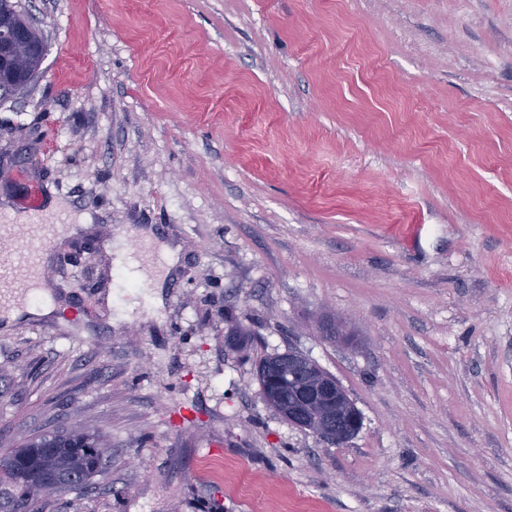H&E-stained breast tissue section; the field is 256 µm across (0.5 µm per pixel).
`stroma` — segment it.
Wrapping results in <instances>:
<instances>
[{"label": "stroma", "mask_w": 512, "mask_h": 512, "mask_svg": "<svg viewBox=\"0 0 512 512\" xmlns=\"http://www.w3.org/2000/svg\"><path fill=\"white\" fill-rule=\"evenodd\" d=\"M19 3L48 51L0 100V224L74 232L0 329V454L112 446L44 512H512V0ZM147 230L161 287L108 249ZM291 349L347 443L266 405ZM289 365L297 383L294 397L288 405L280 403L276 395H266L265 399L279 406L289 423L330 444H343L353 438L361 428L360 413L336 378L307 357L288 350V365L275 363L273 356L263 358L258 367L261 386L266 373L276 394L287 395Z\"/></svg>", "instance_id": "stroma-1"}]
</instances>
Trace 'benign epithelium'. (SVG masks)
Listing matches in <instances>:
<instances>
[{"mask_svg": "<svg viewBox=\"0 0 512 512\" xmlns=\"http://www.w3.org/2000/svg\"><path fill=\"white\" fill-rule=\"evenodd\" d=\"M288 365L295 371L294 397L286 404L274 395L265 399L279 406L288 415L289 423L315 433L330 444H343L353 438L361 428L362 419L336 378L291 350Z\"/></svg>", "mask_w": 512, "mask_h": 512, "instance_id": "benign-epithelium-1", "label": "benign epithelium"}]
</instances>
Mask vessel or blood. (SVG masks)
Returning <instances> with one entry per match:
<instances>
[{"mask_svg": "<svg viewBox=\"0 0 512 512\" xmlns=\"http://www.w3.org/2000/svg\"><path fill=\"white\" fill-rule=\"evenodd\" d=\"M58 229V223L51 222L33 226L29 234L21 235L0 226V241L5 244L0 251L1 304L24 299L32 290L41 250Z\"/></svg>", "mask_w": 512, "mask_h": 512, "instance_id": "vessel-or-blood-1", "label": "vessel or blood"}]
</instances>
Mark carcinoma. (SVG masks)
<instances>
[{
  "label": "carcinoma",
  "instance_id": "1",
  "mask_svg": "<svg viewBox=\"0 0 512 512\" xmlns=\"http://www.w3.org/2000/svg\"><path fill=\"white\" fill-rule=\"evenodd\" d=\"M0 20L14 28H28L30 57L28 65L17 71L11 90L0 91V98L29 88L30 71L39 68L44 54L36 49L43 40L24 11L14 0H0ZM259 377L269 375L277 395L288 394V365L268 356L258 367ZM112 448L103 436L81 429L56 432L52 437L36 435L26 438L10 452L0 456V512H36L38 499L32 494V478L43 472L59 473L67 478L91 479L101 472Z\"/></svg>",
  "mask_w": 512,
  "mask_h": 512
}]
</instances>
